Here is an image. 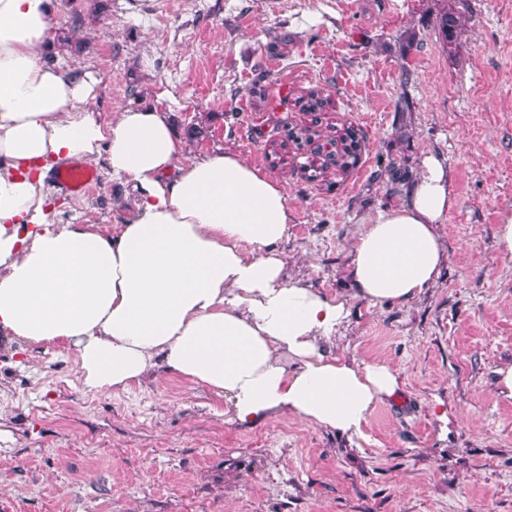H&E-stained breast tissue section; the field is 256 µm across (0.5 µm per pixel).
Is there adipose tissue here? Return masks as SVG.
I'll return each mask as SVG.
<instances>
[{"instance_id": "1", "label": "adipose tissue", "mask_w": 512, "mask_h": 512, "mask_svg": "<svg viewBox=\"0 0 512 512\" xmlns=\"http://www.w3.org/2000/svg\"><path fill=\"white\" fill-rule=\"evenodd\" d=\"M53 24V0H0V334L74 348L101 392L161 369L224 397L245 425L288 412L360 433L400 384L385 363L324 354L347 304L284 278L285 188L230 150L186 160L170 91L101 118L92 72L43 61ZM98 158L134 192L125 223H56L48 172ZM453 204L447 159L424 157L406 198L353 243L356 297H420Z\"/></svg>"}]
</instances>
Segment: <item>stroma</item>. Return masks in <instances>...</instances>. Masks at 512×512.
<instances>
[{
    "mask_svg": "<svg viewBox=\"0 0 512 512\" xmlns=\"http://www.w3.org/2000/svg\"><path fill=\"white\" fill-rule=\"evenodd\" d=\"M58 61L100 80L101 117L172 91L186 152L238 153L288 190L287 278L345 297L332 356L387 364L401 393L359 435L275 414L230 421L223 398L159 373L123 389L83 383L76 351L31 345L0 362V512H512V0H54ZM456 16L454 45L439 27ZM287 90L269 108L254 85ZM325 111H300L311 88ZM318 120L359 130L358 164L327 168ZM280 161L271 163L269 150ZM447 158L455 204L445 259L413 301L354 295L352 243L403 200L429 154ZM326 166L311 179L312 166ZM88 193H59L61 224L116 230L133 203L103 162Z\"/></svg>",
    "mask_w": 512,
    "mask_h": 512,
    "instance_id": "obj_1",
    "label": "stroma"
}]
</instances>
